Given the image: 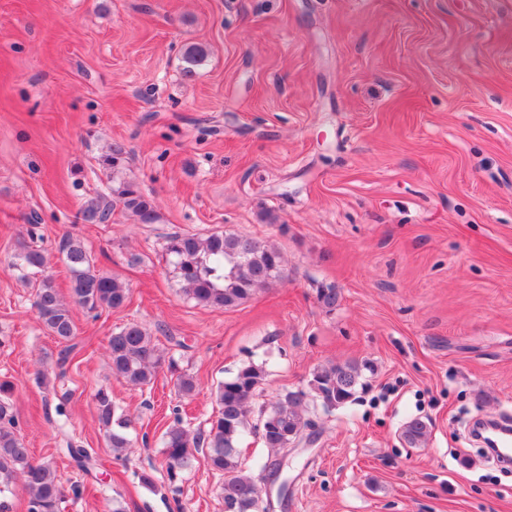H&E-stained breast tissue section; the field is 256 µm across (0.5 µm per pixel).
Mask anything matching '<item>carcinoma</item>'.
Instances as JSON below:
<instances>
[{"instance_id":"1","label":"carcinoma","mask_w":512,"mask_h":512,"mask_svg":"<svg viewBox=\"0 0 512 512\" xmlns=\"http://www.w3.org/2000/svg\"><path fill=\"white\" fill-rule=\"evenodd\" d=\"M206 57L204 47H187L183 53V75L194 77L196 68ZM116 205L132 213L141 224L159 221L153 200L132 181H122L112 189L110 202L88 201L76 219L86 224H105ZM42 240L39 225H30L28 239L20 242L10 266L20 273V278L35 279L32 307L47 334L63 344L57 359V365L62 368L75 357L74 308L89 313L119 309L129 301L130 288L125 281L99 272L84 242L69 233L58 246L60 259L70 273V295L64 298L53 277L45 273L50 257L39 245ZM164 251L171 258L175 276L185 293L205 307L234 308L256 290L285 278L282 252L274 245L248 236L227 232L206 236L175 233L167 238ZM106 355L112 374L136 388L153 384L165 367L175 369L174 361L166 359L151 331L137 322L112 333ZM366 369L367 365L351 361L321 366L312 373L307 388L289 391L260 411V423L254 428L268 449L266 461L258 465L260 473L268 471L284 449L302 443L305 431L313 427L305 414V399H311L328 412L343 408L363 388ZM266 374L263 364L250 362L241 366L231 378L216 385L217 413L208 430L192 434L177 418L162 436L167 468L173 478L190 467L193 450L206 449L209 466L223 477L219 495L224 505L235 508L236 512H266L259 496L260 477L245 467L239 454L242 435L249 426L250 405ZM175 387L179 395L190 396L196 391L197 383L193 375L181 372ZM12 395V383L0 381V493L18 483L26 496V512H59V504L65 497L61 476L53 462L35 460L26 448L18 431ZM95 406L98 423L114 458H124L133 447L128 434L129 418L119 411L105 389L95 394ZM428 432V423L414 417L405 423L402 437L408 445L416 447L426 441ZM67 452L80 468L88 470L93 460L91 449L71 445Z\"/></svg>"}]
</instances>
